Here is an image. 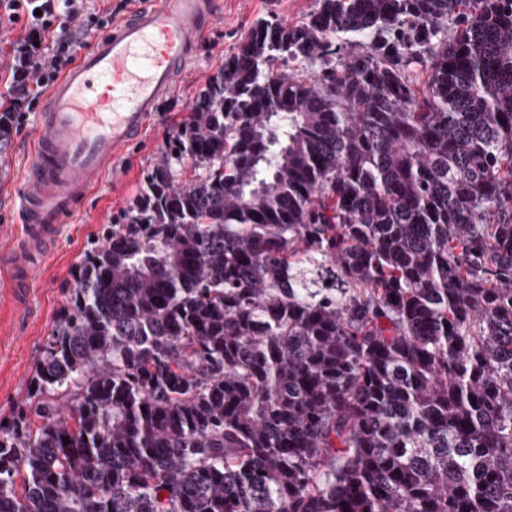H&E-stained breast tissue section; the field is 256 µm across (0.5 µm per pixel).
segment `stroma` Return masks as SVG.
Returning a JSON list of instances; mask_svg holds the SVG:
<instances>
[{
	"label": "stroma",
	"instance_id": "obj_1",
	"mask_svg": "<svg viewBox=\"0 0 512 512\" xmlns=\"http://www.w3.org/2000/svg\"><path fill=\"white\" fill-rule=\"evenodd\" d=\"M223 2L224 12L200 42L190 74L162 102L142 140L127 151L123 168L117 174L102 177L82 203L77 217L65 224L53 261L37 273L25 301L0 298L1 419L10 417L24 405L34 367L67 305L74 267L90 249L100 245L103 225L118 223L136 198L145 173L171 132L188 117L197 95L223 65L225 54L245 37L258 17L273 12L282 21L293 23L314 7V0ZM34 119V113H19L11 145L0 158V226L16 221L8 199L21 179L19 157L27 150Z\"/></svg>",
	"mask_w": 512,
	"mask_h": 512
}]
</instances>
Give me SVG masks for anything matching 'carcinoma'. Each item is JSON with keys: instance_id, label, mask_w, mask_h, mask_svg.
<instances>
[{"instance_id": "1", "label": "carcinoma", "mask_w": 512, "mask_h": 512, "mask_svg": "<svg viewBox=\"0 0 512 512\" xmlns=\"http://www.w3.org/2000/svg\"><path fill=\"white\" fill-rule=\"evenodd\" d=\"M0 512H512V0L258 18L76 266Z\"/></svg>"}]
</instances>
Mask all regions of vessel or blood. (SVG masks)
<instances>
[{
    "label": "vessel or blood",
    "mask_w": 512,
    "mask_h": 512,
    "mask_svg": "<svg viewBox=\"0 0 512 512\" xmlns=\"http://www.w3.org/2000/svg\"><path fill=\"white\" fill-rule=\"evenodd\" d=\"M221 14L219 0H134L45 91L12 196L21 232L0 260L11 298L50 262L97 178L142 138Z\"/></svg>",
    "instance_id": "obj_1"
}]
</instances>
